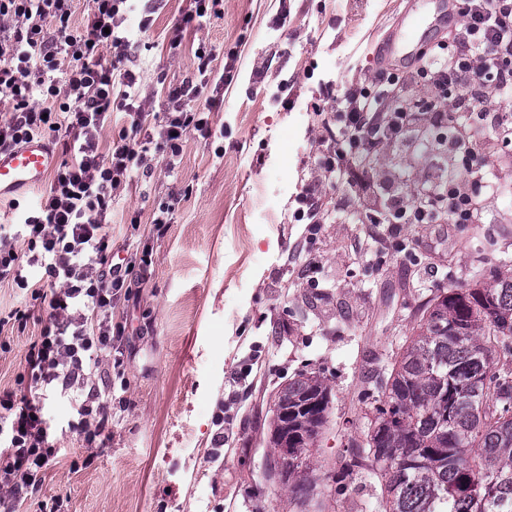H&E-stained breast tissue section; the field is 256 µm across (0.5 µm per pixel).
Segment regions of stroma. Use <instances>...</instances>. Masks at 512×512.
Here are the masks:
<instances>
[{"label": "stroma", "mask_w": 512, "mask_h": 512, "mask_svg": "<svg viewBox=\"0 0 512 512\" xmlns=\"http://www.w3.org/2000/svg\"><path fill=\"white\" fill-rule=\"evenodd\" d=\"M189 0H149V33L135 34L124 68L139 74L149 111L164 110L163 88L193 78L198 44L236 53L231 82L208 85L213 136H190L175 168L151 153V176L134 175L112 212V247L121 251L139 211L140 235L153 210L172 222L151 238L153 266L113 311L126 327L119 374L108 398L112 436L86 447L72 429L76 406L57 390L43 395L59 449L40 492L18 512H296L285 487L263 480L276 392L301 371L319 374L332 409L318 441L313 474L324 512H375V488L355 482L337 491V467L364 438L372 404L362 379L376 359L401 348L416 311L436 289L468 288L469 271L512 272V146L495 126L461 112L472 128L494 190L480 196L483 219L457 224H362L365 208L386 209L392 193L415 199L430 183L459 174L451 134L423 113L415 134L384 143L369 170L371 188L315 172L312 158L335 128L319 88L356 80L385 82L411 70L415 54L399 46L397 25L415 17L423 46L447 41L452 0H222L220 13L168 50ZM318 180L331 204L327 223L297 220V198ZM276 182L265 223L254 213L259 185ZM29 303L25 330L0 331V390L16 388L25 354L45 312L19 288L0 286V306ZM223 432V445L214 435Z\"/></svg>", "instance_id": "1"}]
</instances>
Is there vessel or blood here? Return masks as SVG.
Segmentation results:
<instances>
[{"instance_id": "obj_1", "label": "vessel or blood", "mask_w": 512, "mask_h": 512, "mask_svg": "<svg viewBox=\"0 0 512 512\" xmlns=\"http://www.w3.org/2000/svg\"><path fill=\"white\" fill-rule=\"evenodd\" d=\"M57 164V155L39 138L22 146L0 151V195L20 189L37 190Z\"/></svg>"}]
</instances>
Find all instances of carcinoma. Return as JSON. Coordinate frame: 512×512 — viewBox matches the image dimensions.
<instances>
[{"label": "carcinoma", "instance_id": "1", "mask_svg": "<svg viewBox=\"0 0 512 512\" xmlns=\"http://www.w3.org/2000/svg\"><path fill=\"white\" fill-rule=\"evenodd\" d=\"M471 288H442L417 329L377 376L371 418L336 491L354 468L377 481L378 512H512V275H473ZM330 390L300 372L278 390L269 442L288 440V463L267 479L288 486L306 512L308 478L327 422Z\"/></svg>", "mask_w": 512, "mask_h": 512}]
</instances>
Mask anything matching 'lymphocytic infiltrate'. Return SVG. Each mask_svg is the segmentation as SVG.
<instances>
[{"instance_id": "f902f5d3", "label": "lymphocytic infiltrate", "mask_w": 512, "mask_h": 512, "mask_svg": "<svg viewBox=\"0 0 512 512\" xmlns=\"http://www.w3.org/2000/svg\"><path fill=\"white\" fill-rule=\"evenodd\" d=\"M82 24L73 22V0H0V150L34 137H51L62 159L36 204L11 200L17 222L0 225V284L30 289L47 310L39 336L25 354L28 396L0 392V512H16L37 490L56 455L39 390L54 386L79 401L77 429L87 444L105 440L112 417L101 401L111 387L103 363L124 328L112 311L131 297V280L152 264L149 246L112 261V199L150 151L179 156L190 133L211 135L209 108H190L214 72L213 50L197 49L196 79L165 88L163 115L145 111L137 76L106 59L105 50L128 44L125 23L136 0H88ZM461 16L451 43L439 44L408 76L384 84L348 83L336 109L339 131L316 167L344 174L374 155L385 140L407 137L414 112L392 104L396 88L422 82L450 89L458 111L475 112L489 94L512 99V0H455ZM126 112L130 126L102 133L112 115ZM476 191L466 181L430 186L425 200L395 201L383 223L423 222L445 215L478 223ZM42 271L31 281L25 266Z\"/></svg>"}]
</instances>
